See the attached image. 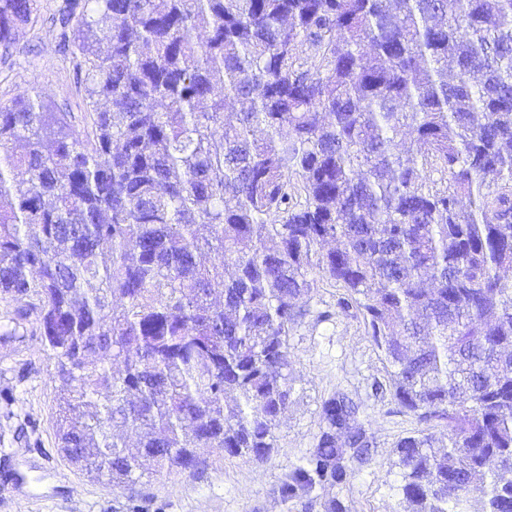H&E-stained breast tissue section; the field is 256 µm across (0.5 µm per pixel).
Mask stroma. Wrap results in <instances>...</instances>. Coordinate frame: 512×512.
Instances as JSON below:
<instances>
[{"label":"stroma","instance_id":"obj_1","mask_svg":"<svg viewBox=\"0 0 512 512\" xmlns=\"http://www.w3.org/2000/svg\"><path fill=\"white\" fill-rule=\"evenodd\" d=\"M65 0H37L32 21L9 53L0 52V103L37 91L73 128L91 130L90 109L76 77V44L61 46L58 13ZM340 284L317 278L301 302L304 315L289 337L292 402L276 429L278 450L266 463L198 451L197 469L151 478L129 489L88 476L57 445L56 364L35 323L20 320L15 301L0 295V512H323L337 495L351 512H407L393 448L419 431L446 437L445 422L419 420L390 394L374 395L390 368L361 316L342 311ZM329 319H322V312ZM344 395L358 406V422L372 440L370 458L355 465L343 488L285 501L284 475L303 464L320 431L322 400Z\"/></svg>","mask_w":512,"mask_h":512}]
</instances>
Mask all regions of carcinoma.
I'll return each mask as SVG.
<instances>
[{
  "instance_id": "cac0c4a2",
  "label": "carcinoma",
  "mask_w": 512,
  "mask_h": 512,
  "mask_svg": "<svg viewBox=\"0 0 512 512\" xmlns=\"http://www.w3.org/2000/svg\"><path fill=\"white\" fill-rule=\"evenodd\" d=\"M35 0H0V48ZM70 0L92 138L0 106V295L58 364L65 457L117 487L270 459L291 330L342 284L402 408L412 512H512V0ZM321 405L283 500L367 460Z\"/></svg>"
}]
</instances>
